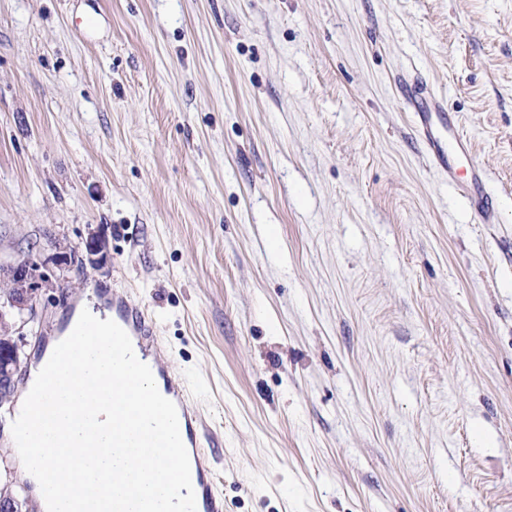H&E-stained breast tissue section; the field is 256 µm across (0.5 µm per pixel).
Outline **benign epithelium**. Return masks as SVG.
I'll list each match as a JSON object with an SVG mask.
<instances>
[{
    "label": "benign epithelium",
    "mask_w": 512,
    "mask_h": 512,
    "mask_svg": "<svg viewBox=\"0 0 512 512\" xmlns=\"http://www.w3.org/2000/svg\"><path fill=\"white\" fill-rule=\"evenodd\" d=\"M108 251V241L100 233L91 232L82 242V259L96 271L105 266ZM0 281L10 282L16 289L9 304L0 308V390L7 392L14 384L19 361L15 315L36 309L41 290L49 287V277L39 272L36 262L26 266L1 264Z\"/></svg>",
    "instance_id": "7a95c632"
}]
</instances>
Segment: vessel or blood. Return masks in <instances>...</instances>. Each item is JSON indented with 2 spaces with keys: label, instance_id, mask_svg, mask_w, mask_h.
Listing matches in <instances>:
<instances>
[{
  "label": "vessel or blood",
  "instance_id": "b4317fda",
  "mask_svg": "<svg viewBox=\"0 0 512 512\" xmlns=\"http://www.w3.org/2000/svg\"><path fill=\"white\" fill-rule=\"evenodd\" d=\"M415 127L431 163L465 198L481 223H494L495 208L486 189L485 175L471 164V143L456 134L447 120V108L442 98L422 93L414 95ZM468 167H461V159ZM105 305L112 319L130 337L139 351L145 352L153 375L164 385L165 398L172 401L178 412L181 438L190 458L191 482L196 497V512H224V496L216 488L214 463L205 447V420L190 403L182 382L169 376L164 365L165 352L158 342L156 321L146 306L131 303L116 291H109Z\"/></svg>",
  "mask_w": 512,
  "mask_h": 512
}]
</instances>
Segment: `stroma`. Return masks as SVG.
I'll return each instance as SVG.
<instances>
[{
  "mask_svg": "<svg viewBox=\"0 0 512 512\" xmlns=\"http://www.w3.org/2000/svg\"><path fill=\"white\" fill-rule=\"evenodd\" d=\"M443 97L497 199L430 164ZM99 271L56 265L90 232ZM153 313L226 512H512V0H0V264ZM420 91L415 86V127L427 156L448 176V182L468 201L482 224L495 223V208L486 189L484 172L472 162L471 142L456 134L448 123L444 100ZM462 158L471 160L468 167L460 166ZM108 241L100 233L91 232L82 242L81 255L84 263L93 270L102 269L108 258Z\"/></svg>",
  "mask_w": 512,
  "mask_h": 512,
  "instance_id": "1",
  "label": "stroma"
}]
</instances>
